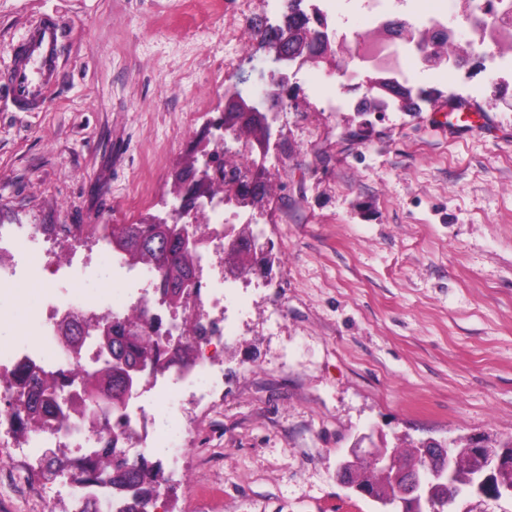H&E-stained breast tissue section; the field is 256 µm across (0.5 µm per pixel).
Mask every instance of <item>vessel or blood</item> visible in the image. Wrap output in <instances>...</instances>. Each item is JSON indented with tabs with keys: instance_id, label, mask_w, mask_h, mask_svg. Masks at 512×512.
<instances>
[{
	"instance_id": "vessel-or-blood-1",
	"label": "vessel or blood",
	"mask_w": 512,
	"mask_h": 512,
	"mask_svg": "<svg viewBox=\"0 0 512 512\" xmlns=\"http://www.w3.org/2000/svg\"><path fill=\"white\" fill-rule=\"evenodd\" d=\"M66 31L53 15L32 22L11 50V63L0 71L15 107L22 112L41 111L55 87L64 58Z\"/></svg>"
}]
</instances>
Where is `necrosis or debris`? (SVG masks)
<instances>
[{
	"label": "necrosis or debris",
	"mask_w": 512,
	"mask_h": 512,
	"mask_svg": "<svg viewBox=\"0 0 512 512\" xmlns=\"http://www.w3.org/2000/svg\"><path fill=\"white\" fill-rule=\"evenodd\" d=\"M305 13L321 20L325 37L336 34L337 16L362 13L377 26H384L393 4L409 5L410 0H304ZM512 25V0H496L494 14H487L483 0L475 6L464 23L472 51L490 62L488 76L497 82H512V51H504V29ZM415 42L407 37L390 36L359 47L350 55L343 70L335 74L336 99L339 105L356 107L365 96V76L383 71L392 81L408 87L419 81L441 82L449 67H460L461 59L449 55L448 67L422 66L412 70L406 62L418 56ZM195 204L208 221L198 229L196 250L198 266V302L195 316L204 327L203 338L196 341L195 359L181 370L171 369L140 380L139 394L119 413L107 412L89 403L83 411L73 406L82 394L81 378L99 362L94 324L97 317L110 314L114 319L135 310L145 311L159 335L177 342L189 337V321L184 312L162 304L154 287L158 274L151 267L130 266L125 255L101 240V250L109 258L107 269H100L90 256L59 259L47 237L33 233L26 224H0V288L24 285L40 287L42 303L27 316L25 329L32 336L18 345L0 347V492L15 497L25 492L39 502L48 501L53 490L33 483L26 469L16 467V460L38 455L44 448H128L148 454L154 448H169L172 463L183 455L180 418V391L193 393L204 400L224 386L220 358L224 339L237 335L235 321L226 317V301L240 300L241 281L224 270V244L236 225L246 223L245 214L235 210L223 198H199ZM108 280L111 291L97 290L98 282ZM80 317L85 336L79 353L66 354L59 345L61 323L71 316ZM28 365L43 371L62 374L64 386L56 393L59 412L47 424L32 433L19 430L18 414L23 411L24 390L15 382L16 370ZM167 407L169 424L159 428L152 405Z\"/></svg>",
	"instance_id": "4bbe7bcc"
}]
</instances>
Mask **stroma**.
Here are the masks:
<instances>
[{
    "mask_svg": "<svg viewBox=\"0 0 512 512\" xmlns=\"http://www.w3.org/2000/svg\"><path fill=\"white\" fill-rule=\"evenodd\" d=\"M43 13L71 42L44 111H16L0 84V224L90 249L168 218L240 77L255 93L277 77L258 30L286 8L222 0L197 25L180 0H0V70ZM326 69L288 73L270 194L250 209L273 268L245 278L221 402L184 406L157 512H380L336 478L362 434L512 436V85L476 57L415 109L328 112Z\"/></svg>",
    "mask_w": 512,
    "mask_h": 512,
    "instance_id": "1",
    "label": "stroma"
}]
</instances>
